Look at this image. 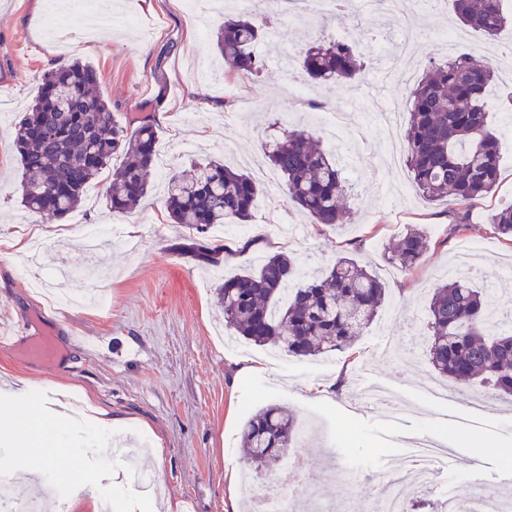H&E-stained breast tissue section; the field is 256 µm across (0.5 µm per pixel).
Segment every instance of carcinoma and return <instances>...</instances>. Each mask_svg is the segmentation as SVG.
Returning a JSON list of instances; mask_svg holds the SVG:
<instances>
[{
	"instance_id": "cac0c4a2",
	"label": "carcinoma",
	"mask_w": 512,
	"mask_h": 512,
	"mask_svg": "<svg viewBox=\"0 0 512 512\" xmlns=\"http://www.w3.org/2000/svg\"><path fill=\"white\" fill-rule=\"evenodd\" d=\"M467 28L492 39L508 24L501 0H452ZM270 0H255L248 10L224 18L216 47L227 73H261L266 68L256 47L268 38ZM307 77L322 86L345 84L363 71L356 47L345 39H327L300 52ZM496 72L458 54L431 63L408 87L410 118L405 131L406 164L415 187L431 203L453 198L470 207L496 192L501 176L499 139L490 126L487 96ZM101 73L90 63L60 62L43 78L40 92L18 124L14 147L21 202L29 211L63 219L84 200L86 187L110 169L108 197L112 211L127 214L150 196L156 167V130L144 123L130 132L112 115L99 91ZM264 146L269 164L284 177L291 202L313 224L345 220V178L336 157L303 127L270 125ZM259 187L250 174L219 159L174 172L165 185L172 223L185 235L175 249L204 266L220 262L225 246L205 239L207 229L227 220L252 219ZM498 232L512 239V203L490 218ZM428 239L410 228L389 260L403 271L415 268ZM224 326L256 345H270L296 359L350 350L385 304L380 280L347 256L325 270L303 275L297 261L282 253L265 257L257 270L244 269L216 289ZM426 355L433 369L454 384L475 380L512 400V304L496 305L487 290L464 278L434 289L425 327ZM295 413L271 405L253 413L242 429L250 458L275 466L297 440Z\"/></svg>"
}]
</instances>
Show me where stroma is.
<instances>
[{"label":"stroma","instance_id":"1","mask_svg":"<svg viewBox=\"0 0 512 512\" xmlns=\"http://www.w3.org/2000/svg\"><path fill=\"white\" fill-rule=\"evenodd\" d=\"M81 2L67 0L52 12L49 0H0V323L33 319L35 332L55 336L59 348L50 363L0 352V382L51 392L57 417L40 421L46 440H53L57 418L70 414L64 391L74 388L121 424L122 437L137 438L143 446L132 464L111 472L101 461L89 467V485L76 494L65 478L72 461L68 447L92 438L80 428L69 431L67 444L56 452L63 479L53 488L67 512H98L99 497L107 495L125 501L127 512H153L132 490V466L153 475L174 512H245L246 492L231 503L228 480L248 467L240 435L250 411L269 405L290 407L304 426L291 451L302 457L306 478L326 484L333 512H357L359 503L384 498L394 483L406 488L409 512H436L448 493L469 507L476 489L512 491V430L501 427L512 407L501 402L482 409L494 393L476 383L456 391L448 404L432 400L427 388L440 378L415 347L432 290L446 278L461 276L488 289L496 301L512 300V275L504 273L512 241L489 221L501 202H512V149H500L497 191L476 202L463 224L453 202L432 205L415 191L406 163L376 164L389 140H403L409 119L407 81L382 75L372 49L379 35L398 36L401 15L381 0L361 6L357 20L339 26L272 11V35L258 47L267 70L244 77L224 72L215 45L224 16L211 13L208 0H195L189 9L182 0H112V10L125 22L95 34L82 24ZM415 23L426 37L408 61L412 78H419L427 62L447 59L453 51L484 56L486 38L460 27L451 7L419 11ZM338 34L357 45L366 63L361 82L325 89L358 132L332 146L350 187L344 201L350 221L308 223L284 191L265 187L248 230L267 250H251L210 270L174 251L182 230L170 223L163 202L169 173L210 158L241 166L243 158L261 156L267 127L276 121L303 124L314 136L326 137V115L290 106L288 82L301 78L298 61H291L284 78H276L275 71L285 53ZM64 59L101 71L100 91L118 124L131 130L148 120L155 126L156 149L167 154L168 165L155 171L152 198L133 213H113L103 177L63 220L29 212L20 203L15 126L43 74ZM384 105L399 106L400 125L387 127L375 116V108ZM83 226L117 227V240L86 253L78 246ZM412 227L426 232L430 247L419 265L404 272L389 255ZM35 228L47 233L45 276L63 267L80 271L89 261L109 274L103 305L49 300L22 274L25 253L14 242ZM266 252L294 257L308 274L339 255L375 273L387 301L353 351L334 353L327 361L284 356L270 371L241 373V358L259 361L265 349L244 340L228 345L215 290L224 277L259 266ZM341 368L348 372L344 395L334 388ZM373 384L409 406L404 422L357 408L358 388ZM399 428L440 435L455 460L430 492L412 487L406 476L407 449L394 435ZM473 437L486 442V451L472 454ZM155 444L161 456L152 454ZM347 468L359 470L355 484L338 479ZM383 468L389 471L385 483L376 478Z\"/></svg>","mask_w":512,"mask_h":512}]
</instances>
